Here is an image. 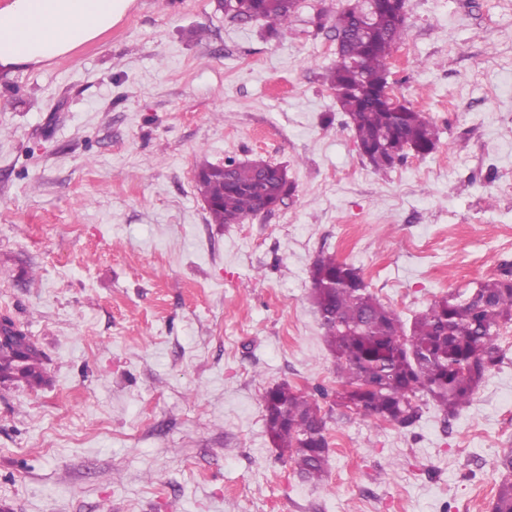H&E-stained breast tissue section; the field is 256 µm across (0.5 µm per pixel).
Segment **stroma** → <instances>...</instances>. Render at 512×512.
<instances>
[{"instance_id": "stroma-1", "label": "stroma", "mask_w": 512, "mask_h": 512, "mask_svg": "<svg viewBox=\"0 0 512 512\" xmlns=\"http://www.w3.org/2000/svg\"><path fill=\"white\" fill-rule=\"evenodd\" d=\"M345 0H299L278 35L219 0H134L95 41L0 74V314L47 381L0 382V512H491L512 451L501 365L449 420L408 428L321 400L328 477L265 431L286 382L339 388L311 300L333 254L411 321L512 268V0H407L388 67L439 130L375 171L326 75ZM264 159L295 186L211 223L201 165Z\"/></svg>"}]
</instances>
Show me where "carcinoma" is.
<instances>
[{
    "mask_svg": "<svg viewBox=\"0 0 512 512\" xmlns=\"http://www.w3.org/2000/svg\"><path fill=\"white\" fill-rule=\"evenodd\" d=\"M224 13L234 20L264 19L270 26L290 23L298 0H249L242 11ZM406 22L385 14L363 20L349 11L336 20L340 53L327 74L336 103L358 147L369 153L378 170L424 157L437 147L439 136L426 114L411 105L392 112L380 100L381 81L392 49L404 38ZM264 195L279 205L292 185L280 166L264 160L229 158L224 167L210 166L196 176V187L213 224H236L258 210ZM312 299L336 359L340 388L335 405L353 409L401 428L420 418L417 399L426 396L443 416L455 417L468 405L492 368L503 362L501 329L512 324V271L452 291L415 316L410 325L374 295L359 268L334 255L319 256L312 267ZM46 378L42 355L28 341L23 360L17 350L0 346V379L29 388ZM265 430L280 454L300 477L322 482L328 476L329 442L326 420L315 396L287 382L262 394ZM503 479L492 512H512V453L500 458Z\"/></svg>",
    "mask_w": 512,
    "mask_h": 512,
    "instance_id": "1",
    "label": "carcinoma"
}]
</instances>
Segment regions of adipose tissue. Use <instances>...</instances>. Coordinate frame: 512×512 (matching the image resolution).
Returning <instances> with one entry per match:
<instances>
[{
    "mask_svg": "<svg viewBox=\"0 0 512 512\" xmlns=\"http://www.w3.org/2000/svg\"><path fill=\"white\" fill-rule=\"evenodd\" d=\"M133 0H7L0 6V71L62 57L121 20Z\"/></svg>",
    "mask_w": 512,
    "mask_h": 512,
    "instance_id": "adipose-tissue-1",
    "label": "adipose tissue"
}]
</instances>
